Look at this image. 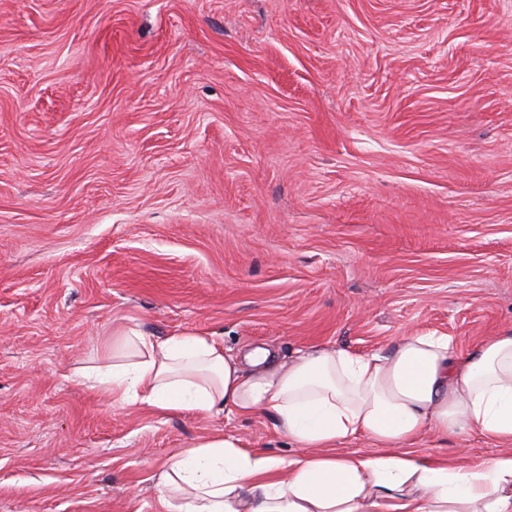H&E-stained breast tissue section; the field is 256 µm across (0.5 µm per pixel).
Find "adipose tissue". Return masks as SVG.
I'll use <instances>...</instances> for the list:
<instances>
[{
  "mask_svg": "<svg viewBox=\"0 0 512 512\" xmlns=\"http://www.w3.org/2000/svg\"><path fill=\"white\" fill-rule=\"evenodd\" d=\"M76 375L122 407L260 414L300 448L286 459L217 435L180 450L157 479L176 512H512V329L467 352L431 332L386 354L314 346L274 363L265 349L242 361L214 338H153L134 325ZM427 430L476 431L508 450L451 464L415 451ZM359 438L373 452L347 449Z\"/></svg>",
  "mask_w": 512,
  "mask_h": 512,
  "instance_id": "adipose-tissue-1",
  "label": "adipose tissue"
}]
</instances>
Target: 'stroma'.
<instances>
[{
	"mask_svg": "<svg viewBox=\"0 0 512 512\" xmlns=\"http://www.w3.org/2000/svg\"><path fill=\"white\" fill-rule=\"evenodd\" d=\"M131 320L284 361L512 328V0H0V512H165L218 431L297 455L86 389Z\"/></svg>",
	"mask_w": 512,
	"mask_h": 512,
	"instance_id": "obj_1",
	"label": "stroma"
}]
</instances>
